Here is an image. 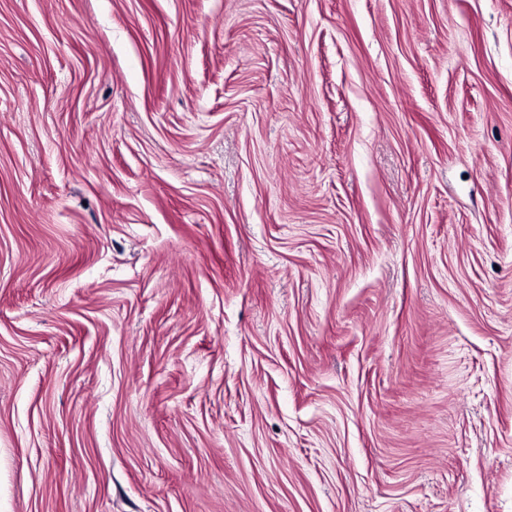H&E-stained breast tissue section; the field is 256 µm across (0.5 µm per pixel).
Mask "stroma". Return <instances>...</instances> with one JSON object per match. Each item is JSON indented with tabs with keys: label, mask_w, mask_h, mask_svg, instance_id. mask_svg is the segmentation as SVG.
<instances>
[{
	"label": "stroma",
	"mask_w": 512,
	"mask_h": 512,
	"mask_svg": "<svg viewBox=\"0 0 512 512\" xmlns=\"http://www.w3.org/2000/svg\"><path fill=\"white\" fill-rule=\"evenodd\" d=\"M0 512H512V0H0Z\"/></svg>",
	"instance_id": "35a3bbf8"
}]
</instances>
